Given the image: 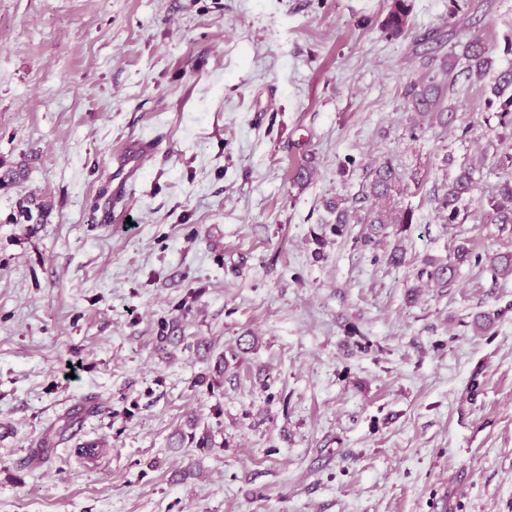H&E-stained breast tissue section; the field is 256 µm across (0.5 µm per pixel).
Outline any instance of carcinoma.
I'll return each mask as SVG.
<instances>
[{
    "label": "carcinoma",
    "instance_id": "carcinoma-1",
    "mask_svg": "<svg viewBox=\"0 0 512 512\" xmlns=\"http://www.w3.org/2000/svg\"><path fill=\"white\" fill-rule=\"evenodd\" d=\"M408 16L407 0H392L389 11L381 21L380 29L389 37H399L404 32ZM468 61V74L480 75L490 69L494 63L493 50L481 38H472L463 50ZM455 61L441 60L436 67V75L421 82H411L406 86L405 96L418 117V123L410 129V137L417 139L423 127L437 125L441 128L457 127L459 113L442 105L444 79L456 82L453 74ZM490 95L499 103L497 113L499 125L512 129V69L500 71L496 82L490 88ZM476 165L462 163L454 176L448 178L444 191L436 197V211L439 221L455 228L466 223L471 216L469 211L478 182L475 178ZM370 180L362 186V200L370 202L361 223L368 225V232L361 238L365 246L377 247L381 236L390 226L406 228L413 224L412 209L398 205L396 197L401 192L404 175L390 161L380 163L369 173ZM328 212L334 215L332 230L336 235L344 234L355 215L348 199L338 196L325 203ZM480 220L483 224H512V178L501 182L495 192L479 200ZM480 262L481 256H472L466 240L456 246L453 257L444 259L430 258L424 267L418 270L417 279H426L440 288L448 286L455 278L460 265L470 261Z\"/></svg>",
    "mask_w": 512,
    "mask_h": 512
}]
</instances>
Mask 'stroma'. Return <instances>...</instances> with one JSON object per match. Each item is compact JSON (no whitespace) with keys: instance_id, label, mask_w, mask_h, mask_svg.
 <instances>
[{"instance_id":"35a3bbf8","label":"stroma","mask_w":512,"mask_h":512,"mask_svg":"<svg viewBox=\"0 0 512 512\" xmlns=\"http://www.w3.org/2000/svg\"><path fill=\"white\" fill-rule=\"evenodd\" d=\"M389 4L0 0V512H512V229L429 194L512 137L494 73L465 134L404 95L475 33L512 68V0ZM386 160L425 177L398 267L325 209ZM406 2L407 0H393L388 13L381 21L380 29L388 37H400L404 32L409 12ZM472 260L471 249L467 246V241L462 239L453 252V257H449L448 261L444 259H427L424 267L418 270L417 279L434 283L440 288L448 286L456 275L457 269L461 264L468 263Z\"/></svg>"}]
</instances>
